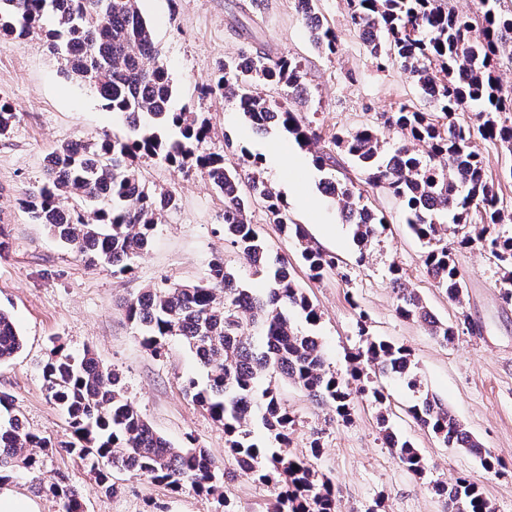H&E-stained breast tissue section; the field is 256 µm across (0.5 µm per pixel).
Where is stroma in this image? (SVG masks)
I'll use <instances>...</instances> for the list:
<instances>
[{
  "instance_id": "1",
  "label": "stroma",
  "mask_w": 512,
  "mask_h": 512,
  "mask_svg": "<svg viewBox=\"0 0 512 512\" xmlns=\"http://www.w3.org/2000/svg\"><path fill=\"white\" fill-rule=\"evenodd\" d=\"M139 9L152 26L175 89L172 110L202 107L212 125L211 145L224 148L226 160L237 161L244 149L263 156L262 175L277 191L284 194L295 186L315 201L314 210L294 208L290 217L311 242L338 259V273L320 281L308 280L296 240L270 224L260 204H253L248 216L263 232L272 256L292 260L297 281L316 306L320 319L312 331L322 342L327 369L347 375L366 334L406 346L424 391L451 408L507 469L495 473L474 455L441 446L408 414L414 397L395 378L382 381L385 406L360 396L347 423L278 379V395L295 418L290 452L308 455L312 441H319L322 451L313 465L331 475L339 512H446L433 486L460 476L479 488L494 512H512V305L501 300L495 261L479 248L454 247L456 266L467 285L465 305L456 307L424 272L425 247L407 231L403 208L393 196L369 192L368 206L385 216L387 226L362 253L335 200L319 189L328 173L317 166L316 157L332 136L371 124L392 146L401 135L384 128L383 114L403 104L431 112L434 103L400 68H377L350 23L347 0L317 4L319 15L340 37L334 56L314 47L294 0H265L260 10L252 8L251 0H139ZM255 49L301 63L307 88L303 97L288 98L286 87L272 89L260 82L253 91L285 102L299 118L313 122L322 135L316 144L301 146L279 127L254 129L231 100L199 105L196 86L224 62ZM0 98L18 113L10 134L0 138V228L9 241L0 257V308L11 313L23 340L21 350L0 363V392L10 395L28 428L52 441L51 447L35 451L38 475L17 470L7 487L35 500L40 512H60L61 501L51 486L61 477L81 489L84 512H265L272 488L243 474L224 483L218 498L190 490L174 493L145 477L118 472L114 479L121 490L108 496L101 493L94 473L64 451L70 429L64 413L48 398L43 379L57 342L76 356L92 350L105 366L119 371L128 399L173 444L206 449L235 470L223 427L183 390L186 378L205 377L193 353L174 338L163 356H152L122 306L149 286L204 281L210 260L218 254L248 287L258 289L262 283L225 242L224 200L207 178L153 159L140 164L143 183L175 190L180 202L162 216L148 252L126 274L76 257L44 225L33 223L16 198L22 189L41 183L44 159L52 149L88 137L123 135L124 117L106 108L89 85L66 77L38 37L0 45ZM479 150L489 178L512 212V152L490 142L480 143ZM397 273L440 320L466 312L479 325V334L460 335L445 345L419 323L399 317L391 284ZM361 316L366 319L362 329L357 326ZM382 409L397 432L424 455V477H415L394 459L379 430Z\"/></svg>"
}]
</instances>
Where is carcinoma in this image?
<instances>
[{
  "label": "carcinoma",
  "instance_id": "obj_1",
  "mask_svg": "<svg viewBox=\"0 0 512 512\" xmlns=\"http://www.w3.org/2000/svg\"><path fill=\"white\" fill-rule=\"evenodd\" d=\"M315 0H297L316 47L335 55L336 31L322 23ZM499 0H479L481 27L469 18L442 8L441 0H349L351 25L367 44L377 65L398 66L415 78L437 111L421 112L406 105L384 116V124L400 131L403 143L394 151L376 128L360 127L332 138V147L316 156L323 169L340 166L344 154L355 160L366 188H382L407 212L406 224L426 245V273L445 290L458 308L464 307V282L452 249L443 242L453 228L459 243L476 245L496 261L501 299L512 304V235L496 230L505 223V210L488 178L477 141H496L512 151V89L496 73L500 54L512 52V15L502 13ZM39 34L66 75L94 88L105 106L124 114L129 133L124 138L103 135L68 142L53 149L45 164L46 178L18 198L31 221L45 225L77 256L93 264L103 261L116 272H129L146 251L161 213L178 206L172 189H148L139 175V162L158 159L181 169L193 162L212 188L224 198V240L266 282L265 291L247 288L236 272L216 257L207 280L148 287L130 300L125 315L140 332L144 347L162 356L167 341L179 338L206 372L201 388L194 378L183 389L222 427L230 454L239 470L260 483L279 488L270 512H336L332 479L314 469L320 445L313 442L310 457L288 450L295 419L281 402L272 379L284 377L312 400L333 409L347 421L354 397L369 394L380 405L382 389L364 382L367 370L397 376L419 394L410 407L414 419L446 448H462L496 470L497 457L483 448L465 425L442 403L423 392L412 371L411 352L402 345L366 337L353 356L350 378L326 369L318 338L299 330L292 313L315 323L318 311L292 278L288 260L270 259L260 228L248 210L262 203L268 221L297 239L308 278L320 281L337 271L336 257L310 245L300 225L292 222L283 196L261 177L263 157L243 152L242 162L228 163L224 151L205 148L211 128L202 113L170 110L174 89L152 30L138 0H0V42ZM241 61L224 64L210 84L200 88L204 101L220 95L236 102L256 128L268 127L265 117L276 114L281 126L301 145L321 139L312 123L287 107L255 95L253 82L285 85L295 95L306 91L302 66L292 57L277 59L255 50ZM17 119L13 105L0 99V138ZM322 191L336 200L353 237L365 249L386 225L363 203L365 188L328 178ZM477 212L480 222L471 220ZM397 314L425 326L442 343L459 334L479 331L469 316L448 323L436 318L422 297L393 277ZM22 339L13 317L0 309V361L19 352ZM48 396L65 413L72 440L68 453L90 466L98 487L115 495L119 487L112 471H132L175 492L191 489L221 495V479L232 473L221 468L205 449L176 447L159 434L125 395L122 376L101 364L91 350L75 357L61 346L51 350L43 369ZM0 482L19 468L34 471L38 460L32 448H50L51 441L29 430L12 398L0 393ZM260 420L267 443H258L252 426ZM380 430L394 457L408 471L423 476L420 452L393 432L387 415L379 416ZM448 507L462 512H493L473 483L458 477L434 485ZM57 493L62 512H82L77 488L60 479Z\"/></svg>",
  "mask_w": 512,
  "mask_h": 512
}]
</instances>
